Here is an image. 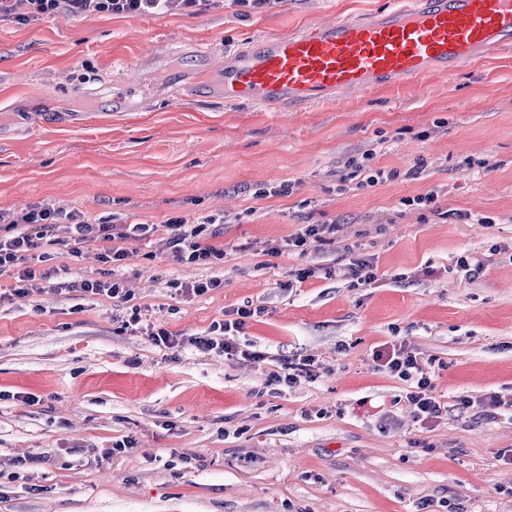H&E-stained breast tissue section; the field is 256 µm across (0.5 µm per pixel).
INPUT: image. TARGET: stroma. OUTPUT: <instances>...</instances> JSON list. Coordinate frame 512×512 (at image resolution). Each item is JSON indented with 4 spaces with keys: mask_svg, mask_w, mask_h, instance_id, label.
Returning <instances> with one entry per match:
<instances>
[{
    "mask_svg": "<svg viewBox=\"0 0 512 512\" xmlns=\"http://www.w3.org/2000/svg\"><path fill=\"white\" fill-rule=\"evenodd\" d=\"M391 5L220 0L199 15L0 20V210L51 199L118 224L220 215L225 251L214 266L182 265L157 257L153 238L132 239L120 271L131 303L72 292L0 306V512H512V409L424 429L405 382L368 364L403 340L433 361L442 403L512 397V46L294 112L170 87L197 67V49ZM158 55L172 69L145 110L92 112L76 98ZM369 149L370 168L397 178L342 181L345 161ZM288 182L290 195L255 196ZM433 189L437 212L402 208ZM335 218L374 256L377 284L320 274L289 289L300 269L345 266L346 252L272 256L265 242ZM467 254L483 262L472 279L456 266ZM213 276L223 288L199 297L169 287ZM247 303L265 308L245 331L270 355L256 366L162 351L120 328L136 305L192 336ZM299 351L319 357V377L272 394L276 359ZM126 436L134 448L105 457ZM28 453L48 461L14 466Z\"/></svg>",
    "mask_w": 512,
    "mask_h": 512,
    "instance_id": "stroma-1",
    "label": "stroma"
}]
</instances>
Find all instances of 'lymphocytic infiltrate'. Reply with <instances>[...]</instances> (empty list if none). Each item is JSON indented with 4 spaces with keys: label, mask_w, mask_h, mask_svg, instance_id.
Returning a JSON list of instances; mask_svg holds the SVG:
<instances>
[{
    "label": "lymphocytic infiltrate",
    "mask_w": 512,
    "mask_h": 512,
    "mask_svg": "<svg viewBox=\"0 0 512 512\" xmlns=\"http://www.w3.org/2000/svg\"><path fill=\"white\" fill-rule=\"evenodd\" d=\"M14 2L0 0V19L11 18L22 25H33L61 11L81 17L94 14L126 17L167 13L196 15L210 9L214 0H24L25 10L21 13L15 12ZM222 224V219L213 215L196 222L175 216L161 226L115 224L108 219L93 218L78 209L64 210L49 201L19 211L0 210V227L5 230L0 236V275L12 274L16 281L10 292H0V304L34 294L52 298L74 291L127 303L131 293L122 280L114 277L53 281L51 272L43 268L44 263L54 258L52 246H70L71 256L78 259L83 255V244L97 243L98 261L116 270L129 257L123 246L126 239L154 235L158 238V254L176 263L217 265L224 261V248L215 242L223 232ZM338 230L334 221L308 224L288 238L271 241L268 251L279 255L288 250L303 256L318 246L335 243ZM261 313V308L249 304L230 309L204 333L188 338L150 323L142 324L136 311L132 312L128 323L139 327L142 335L164 350L175 351L188 344L200 352L227 360L259 364L266 360V353L252 343H240L239 336L250 320ZM370 363L374 370L407 383L405 398L413 408L415 422L422 427L440 420L451 409L465 413L476 408L485 418L493 419L500 409L512 408V398L496 393L478 400L463 395L456 398L454 406L441 405L433 394L432 370L403 342L380 345L372 352ZM318 366L319 360L312 354L282 358L279 369L268 374L266 384L275 392L294 387L314 380Z\"/></svg>",
    "instance_id": "lymphocytic-infiltrate-1"
}]
</instances>
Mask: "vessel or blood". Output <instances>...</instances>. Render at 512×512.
<instances>
[{
	"label": "vessel or blood",
	"mask_w": 512,
	"mask_h": 512,
	"mask_svg": "<svg viewBox=\"0 0 512 512\" xmlns=\"http://www.w3.org/2000/svg\"><path fill=\"white\" fill-rule=\"evenodd\" d=\"M512 45V0H405L360 19H332L223 55L212 92L283 112L347 92L463 68ZM157 90L138 75L91 92L96 112H140Z\"/></svg>",
	"instance_id": "vessel-or-blood-1"
}]
</instances>
